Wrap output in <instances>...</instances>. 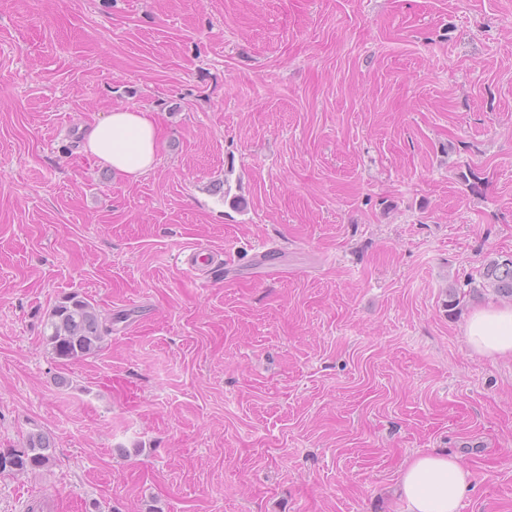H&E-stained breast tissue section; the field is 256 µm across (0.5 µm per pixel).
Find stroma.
Instances as JSON below:
<instances>
[{"label": "stroma", "instance_id": "obj_1", "mask_svg": "<svg viewBox=\"0 0 512 512\" xmlns=\"http://www.w3.org/2000/svg\"><path fill=\"white\" fill-rule=\"evenodd\" d=\"M119 108L135 181L83 151ZM496 254L512 0H0V451L54 448L0 512H405L428 453L512 512V359L464 335L501 299L444 306ZM74 293L112 324L64 365ZM150 115L140 109L112 110L87 129L85 153L112 170L137 179L157 163V130Z\"/></svg>", "mask_w": 512, "mask_h": 512}]
</instances>
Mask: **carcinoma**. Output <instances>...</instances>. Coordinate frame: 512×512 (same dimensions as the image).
Returning <instances> with one entry per match:
<instances>
[{
    "mask_svg": "<svg viewBox=\"0 0 512 512\" xmlns=\"http://www.w3.org/2000/svg\"><path fill=\"white\" fill-rule=\"evenodd\" d=\"M491 291L512 300V255L489 256L479 270V280L467 279L448 289L445 307L452 312L471 294ZM48 345L56 359L73 363L95 354L108 332L106 319L86 298L72 294L56 305L47 319ZM53 450L46 438L33 434L21 450L0 453V471L26 473L50 465Z\"/></svg>",
    "mask_w": 512,
    "mask_h": 512,
    "instance_id": "1",
    "label": "carcinoma"
}]
</instances>
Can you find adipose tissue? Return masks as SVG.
<instances>
[{"mask_svg": "<svg viewBox=\"0 0 512 512\" xmlns=\"http://www.w3.org/2000/svg\"><path fill=\"white\" fill-rule=\"evenodd\" d=\"M156 138L149 112L118 109L87 129L84 151L135 179L156 165ZM466 337L475 354L512 357V307L477 310L467 322ZM469 486L470 473L457 457L429 454L415 457L403 470L398 491L406 512H459Z\"/></svg>", "mask_w": 512, "mask_h": 512, "instance_id": "adipose-tissue-1", "label": "adipose tissue"}]
</instances>
